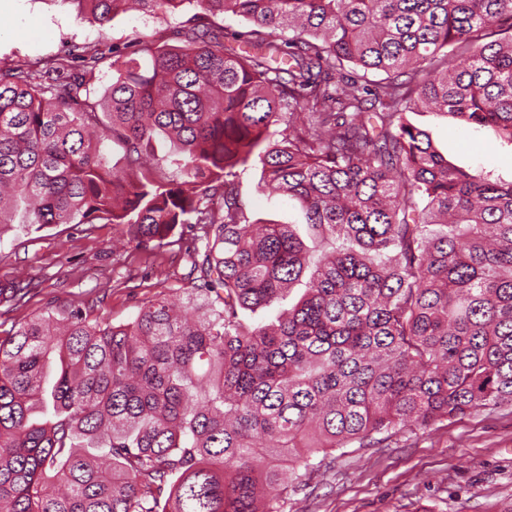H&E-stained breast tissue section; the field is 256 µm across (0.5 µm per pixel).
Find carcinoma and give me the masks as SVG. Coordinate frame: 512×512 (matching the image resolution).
<instances>
[{
    "instance_id": "carcinoma-1",
    "label": "carcinoma",
    "mask_w": 512,
    "mask_h": 512,
    "mask_svg": "<svg viewBox=\"0 0 512 512\" xmlns=\"http://www.w3.org/2000/svg\"><path fill=\"white\" fill-rule=\"evenodd\" d=\"M61 2L102 27L134 5L204 14L112 61L99 99L98 49L0 68V232L196 233L181 310L159 294L114 325L60 305L0 339V512H283L318 454L512 405V180L448 163L409 119L512 145V0ZM250 162L331 250L250 221ZM31 288L0 282V305Z\"/></svg>"
}]
</instances>
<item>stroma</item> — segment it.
Returning a JSON list of instances; mask_svg holds the SVG:
<instances>
[{
  "label": "stroma",
  "mask_w": 512,
  "mask_h": 512,
  "mask_svg": "<svg viewBox=\"0 0 512 512\" xmlns=\"http://www.w3.org/2000/svg\"><path fill=\"white\" fill-rule=\"evenodd\" d=\"M194 12H129L102 28L76 21L59 0H0V67L26 68L75 47L113 45L134 57L145 39L178 44ZM412 121L449 162L512 179V146L492 128L429 112ZM260 178L254 164L236 172L250 220L305 224L300 204L260 191ZM188 270L178 246L132 251L120 224H17L0 235V281L27 275L36 286L21 306H0V328L60 304L123 323L155 295L179 296ZM285 512H512V407L407 426L335 451L327 467L289 487Z\"/></svg>",
  "instance_id": "obj_1"
}]
</instances>
